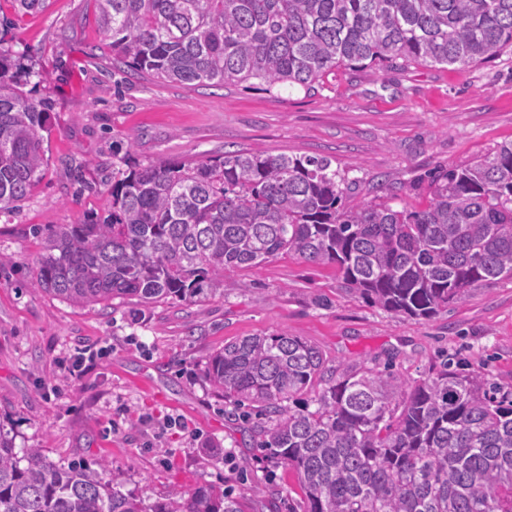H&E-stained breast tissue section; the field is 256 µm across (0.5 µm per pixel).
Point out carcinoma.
<instances>
[{"instance_id":"cac0c4a2","label":"carcinoma","mask_w":512,"mask_h":512,"mask_svg":"<svg viewBox=\"0 0 512 512\" xmlns=\"http://www.w3.org/2000/svg\"><path fill=\"white\" fill-rule=\"evenodd\" d=\"M125 67L166 82L312 87L341 67H475L512 42V0H97ZM0 48V215L45 176L52 103ZM325 157L226 152L198 162L112 161L108 214L54 224L30 286L88 304L192 302L224 270L280 254L331 264L346 289L427 320L512 279V142L433 178L421 209L345 204ZM224 404L259 416V447L295 471L304 512H512V384L448 359L412 381L342 370L298 336H246L210 356ZM106 464L18 456L0 424V512H247L209 485L150 505L105 480Z\"/></svg>"}]
</instances>
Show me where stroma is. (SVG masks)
Returning <instances> with one entry per match:
<instances>
[{"label": "stroma", "mask_w": 512, "mask_h": 512, "mask_svg": "<svg viewBox=\"0 0 512 512\" xmlns=\"http://www.w3.org/2000/svg\"><path fill=\"white\" fill-rule=\"evenodd\" d=\"M0 14L15 22L12 58L36 71L35 97L54 104L46 175L0 219V254L13 259L0 269V423L16 450L62 465L105 460L107 480L150 503L176 488L242 486L262 512L280 486L283 512H302L295 473L270 469L255 422L203 377L225 343L284 331L344 368L389 364L412 380L449 355L512 384V279L419 321L349 293L335 266L288 255L226 270L224 292L194 303L81 305L30 287L42 252L34 228L103 212L118 148L143 165L241 149L326 157L352 184L349 205L387 195L424 207L431 173L512 141L511 46L474 68H341L308 91H266L115 68L96 0H48L25 15L0 0Z\"/></svg>", "instance_id": "35a3bbf8"}]
</instances>
